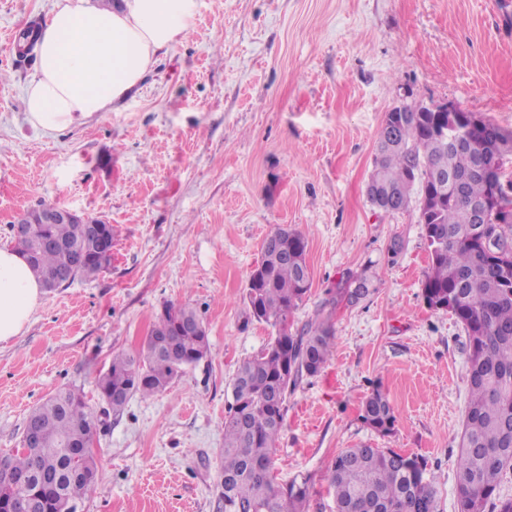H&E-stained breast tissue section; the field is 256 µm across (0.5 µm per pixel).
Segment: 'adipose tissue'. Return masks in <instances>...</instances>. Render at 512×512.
I'll list each match as a JSON object with an SVG mask.
<instances>
[{
    "instance_id": "adipose-tissue-1",
    "label": "adipose tissue",
    "mask_w": 512,
    "mask_h": 512,
    "mask_svg": "<svg viewBox=\"0 0 512 512\" xmlns=\"http://www.w3.org/2000/svg\"><path fill=\"white\" fill-rule=\"evenodd\" d=\"M199 0H57L36 33L39 64L24 106L30 122L64 130L125 100L188 35ZM43 295L15 249L0 247V343L19 336Z\"/></svg>"
}]
</instances>
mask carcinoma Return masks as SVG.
<instances>
[{"instance_id": "obj_1", "label": "carcinoma", "mask_w": 512, "mask_h": 512, "mask_svg": "<svg viewBox=\"0 0 512 512\" xmlns=\"http://www.w3.org/2000/svg\"><path fill=\"white\" fill-rule=\"evenodd\" d=\"M472 112H413L397 106L385 113L391 126L377 140L371 187L377 204L393 190L391 211L409 208L417 194L419 223L424 225L430 266L423 281L427 305L446 309L467 333L469 404L457 460V512H512V498L498 489L512 472V222L489 224L496 250L480 259L484 242L471 224V206L483 201L492 184L476 171L478 161L495 175L501 202L512 207V133ZM465 140L468 148L457 146ZM466 179L459 196L453 179ZM93 243L88 225L78 222L29 224L14 236L34 276L52 287L64 274L94 278L109 264L112 225L100 221ZM304 235L284 226L264 239L261 259L249 276L250 315L275 331L256 355L244 360L232 385V402L224 417V512H306L307 479L276 480L273 462L284 425L288 393L300 377L317 374L332 356L335 336L320 321L305 332H288V317L307 296L310 275ZM369 291L363 278H347L332 303H354L356 290ZM198 318L192 307L165 305L134 355L116 354L99 376L102 401L121 413L129 399L160 393L184 369L210 353L206 327L189 328ZM362 419L383 435L396 426L394 410L381 386L364 403ZM26 423L41 431L31 454L18 450L3 458L0 489H12L15 474L38 467L37 477L56 481L41 512H76L98 477L95 455L84 453L96 419L83 392L63 388L31 410ZM336 512H440L435 476L423 457L363 445L336 455L329 479Z\"/></svg>"}]
</instances>
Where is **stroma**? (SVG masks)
I'll return each mask as SVG.
<instances>
[{
  "label": "stroma",
  "mask_w": 512,
  "mask_h": 512,
  "mask_svg": "<svg viewBox=\"0 0 512 512\" xmlns=\"http://www.w3.org/2000/svg\"><path fill=\"white\" fill-rule=\"evenodd\" d=\"M54 3L0 0V246L47 202L111 224L112 261L44 292L0 344V457L35 406L74 386L99 416V475L77 512H224L232 383L273 334L246 289L280 224L305 235L311 277L288 329L328 320L335 352L288 395L278 481L308 478V512H336L334 459L368 444L425 457L440 512H455L466 334L424 301L417 206L379 210L366 184L394 107L448 102L512 132V0H199L187 38L125 102L45 132L23 103L38 55L17 43ZM348 275L367 278V296L332 304ZM167 304L196 309L210 353L165 391L104 413L99 375L140 349ZM377 383L397 417L386 436L361 418Z\"/></svg>",
  "instance_id": "stroma-1"
}]
</instances>
